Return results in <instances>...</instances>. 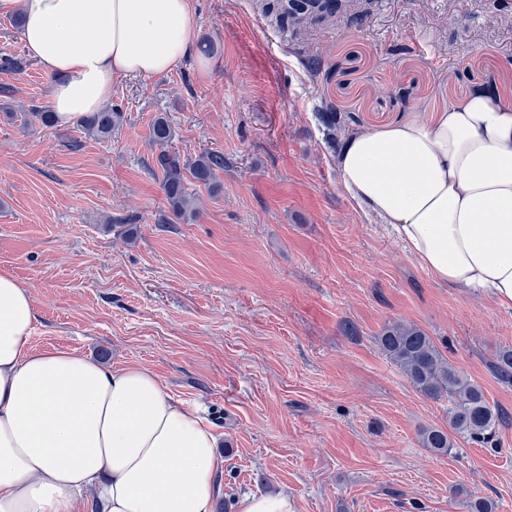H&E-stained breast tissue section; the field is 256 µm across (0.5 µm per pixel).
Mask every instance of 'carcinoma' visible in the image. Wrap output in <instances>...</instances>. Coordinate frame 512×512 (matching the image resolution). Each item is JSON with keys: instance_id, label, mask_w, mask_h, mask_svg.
<instances>
[{"instance_id": "cac0c4a2", "label": "carcinoma", "mask_w": 512, "mask_h": 512, "mask_svg": "<svg viewBox=\"0 0 512 512\" xmlns=\"http://www.w3.org/2000/svg\"><path fill=\"white\" fill-rule=\"evenodd\" d=\"M341 7V0H278L280 21L292 26L302 25L313 18L322 21ZM123 121V113L107 108L84 115L81 127L90 136L108 138ZM172 137L168 121L157 118L152 125V141L159 149L155 166L162 173L161 189L173 214L190 221L197 217L198 210L187 188L188 178L210 183L216 172L224 169V155L205 152L187 163L167 150ZM377 341L419 392L433 400H448V427L431 426L421 430L422 447L446 455L453 447L450 434L481 442L493 437L497 428L512 422L511 416L491 406L482 390L443 357L432 337L420 327L395 321L382 330ZM494 367L502 383L512 384V348H503L496 353Z\"/></svg>"}]
</instances>
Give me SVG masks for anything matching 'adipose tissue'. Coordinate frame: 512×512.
Instances as JSON below:
<instances>
[{"mask_svg": "<svg viewBox=\"0 0 512 512\" xmlns=\"http://www.w3.org/2000/svg\"><path fill=\"white\" fill-rule=\"evenodd\" d=\"M52 76L60 124L100 110L113 82L196 57L192 0H0ZM346 194L391 225L439 282L512 308V99L482 89L425 117L351 134ZM29 292L0 273V512H215L218 438L153 372L70 349L32 350Z\"/></svg>", "mask_w": 512, "mask_h": 512, "instance_id": "1", "label": "adipose tissue"}]
</instances>
